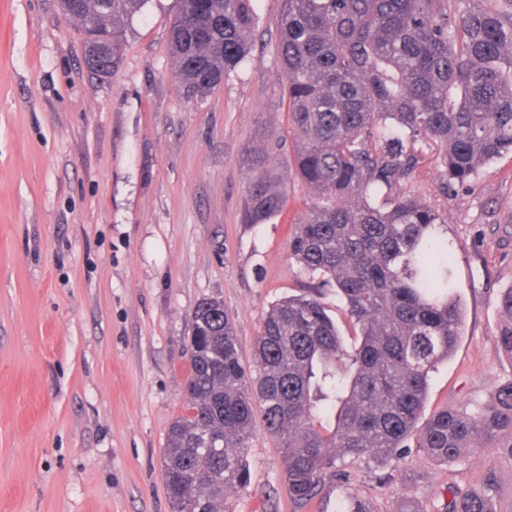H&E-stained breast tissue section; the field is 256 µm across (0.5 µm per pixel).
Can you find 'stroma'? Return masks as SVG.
Instances as JSON below:
<instances>
[{
    "mask_svg": "<svg viewBox=\"0 0 512 512\" xmlns=\"http://www.w3.org/2000/svg\"><path fill=\"white\" fill-rule=\"evenodd\" d=\"M252 56L202 101L174 77L168 31L178 0H147L125 26L108 81L84 66L76 21L58 0H0V512H171L166 433L185 405L190 315L223 300L242 362L271 305L306 293L289 257L291 219L313 193L286 183L285 212L241 222V198L270 154H293L277 43L281 0H253ZM442 200L465 307L454 355L430 380L427 410L489 404L512 380L498 298L512 286V157L442 186L425 149L410 182ZM246 487L228 512H338L356 496L376 512H442L455 488L496 486L512 512V454L469 449L442 464L338 460L306 505L266 434L245 450Z\"/></svg>",
    "mask_w": 512,
    "mask_h": 512,
    "instance_id": "35a3bbf8",
    "label": "stroma"
}]
</instances>
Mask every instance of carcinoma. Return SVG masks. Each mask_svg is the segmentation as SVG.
<instances>
[{
	"label": "carcinoma",
	"instance_id": "1",
	"mask_svg": "<svg viewBox=\"0 0 512 512\" xmlns=\"http://www.w3.org/2000/svg\"><path fill=\"white\" fill-rule=\"evenodd\" d=\"M147 2L60 0L84 46H112V56L84 60L91 75L117 70L124 23ZM254 29L252 0H179L168 41L187 99L206 98L247 59ZM278 54L292 167L315 194L288 246L319 285L266 314L254 388L223 301L191 314L187 399L164 455L173 512H224L227 492L248 482L243 450L258 432L282 448L299 504L336 475L338 458L400 459L415 432L439 463L477 442L512 454V380L487 408L447 405L422 419L430 373L459 343L464 309L445 205L402 190L420 141L437 146L445 183L512 154V0H282ZM252 162L242 222L264 224L285 208L286 175L266 156ZM325 288L358 327L350 349ZM499 310L496 342L512 359V286ZM446 512L496 509L486 490H455Z\"/></svg>",
	"mask_w": 512,
	"mask_h": 512
}]
</instances>
